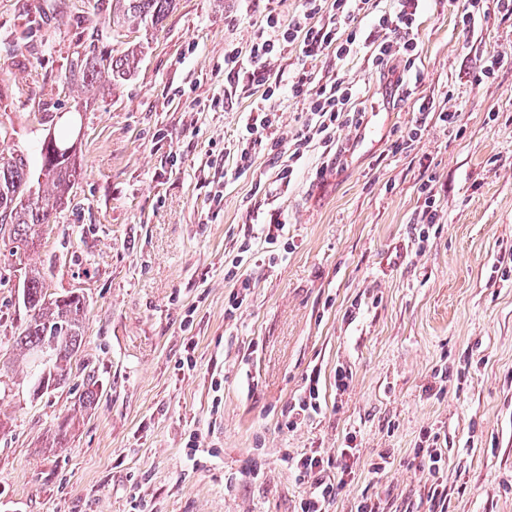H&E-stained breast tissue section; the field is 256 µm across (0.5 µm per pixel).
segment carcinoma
<instances>
[{
    "instance_id": "obj_1",
    "label": "carcinoma",
    "mask_w": 512,
    "mask_h": 512,
    "mask_svg": "<svg viewBox=\"0 0 512 512\" xmlns=\"http://www.w3.org/2000/svg\"><path fill=\"white\" fill-rule=\"evenodd\" d=\"M175 0H112L108 21L95 20L114 28L124 26L153 30L162 25ZM143 46L135 44L119 56L89 48L77 57L68 81L93 92L131 76L140 61ZM81 175L77 140L49 134L42 141L37 169L19 154L0 153V239L10 245L9 255L22 256L33 250L44 231L54 223L58 211L68 203L69 192ZM22 303L27 317L14 337L12 357L3 366L24 365L39 394L65 383L68 369L78 352L85 331V297L48 294L45 275L36 267H22ZM76 415L65 416L52 431L53 448H63Z\"/></svg>"
}]
</instances>
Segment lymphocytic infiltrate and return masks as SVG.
<instances>
[{
	"label": "lymphocytic infiltrate",
	"instance_id": "obj_1",
	"mask_svg": "<svg viewBox=\"0 0 512 512\" xmlns=\"http://www.w3.org/2000/svg\"><path fill=\"white\" fill-rule=\"evenodd\" d=\"M421 3L422 0H394L391 9L382 10L377 0H302L297 20L284 25L275 16H267L268 31L253 43L247 58H240L234 50L226 54L228 63L241 73L244 89L263 90L248 112L242 136L232 148L238 167L250 168L254 147L271 140L276 132L279 115L272 100L283 86L288 87L293 98L306 100L308 107L302 127L280 153V182H290L309 152L317 150L322 156H329L338 143L340 128H361L365 115L352 107L358 94L355 86L338 72L321 76L310 64L328 56L342 62L363 48L381 77L391 80L393 88L404 86L417 56L415 32ZM290 46L298 49L304 66L286 82L274 81L268 66ZM351 457L347 448L337 454L336 470L341 478L335 482L323 477L325 459L321 453L289 457L297 478L314 481L313 490L300 503V512H328L331 502L345 487L346 477L353 472Z\"/></svg>",
	"mask_w": 512,
	"mask_h": 512
}]
</instances>
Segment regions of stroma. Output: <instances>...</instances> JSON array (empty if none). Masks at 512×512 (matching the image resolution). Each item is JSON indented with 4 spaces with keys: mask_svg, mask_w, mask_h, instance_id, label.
<instances>
[{
    "mask_svg": "<svg viewBox=\"0 0 512 512\" xmlns=\"http://www.w3.org/2000/svg\"><path fill=\"white\" fill-rule=\"evenodd\" d=\"M463 3L425 0L411 99L386 94L363 55L344 61L376 135L359 145L342 128L339 169L316 177L315 152L279 186L271 143L244 172L224 152L253 103L224 58L248 51L268 14L296 19L301 0H176L148 32L94 31L108 0H0V152L35 156L81 115L85 173L25 261L87 305L64 385L37 396L21 368L0 374V512H296L312 483L288 457H335L349 435L354 479L329 512L365 498L438 512L435 482L447 512H512V18L468 33ZM93 41L145 49L129 80L87 97L65 77ZM492 52L508 63L473 84ZM422 96L460 111L461 130L432 119L395 149ZM428 179L439 217L423 227ZM275 217L285 228L254 240L250 288L226 316L246 227ZM5 251L0 357L23 316ZM315 367L321 409L286 429ZM90 387L67 447H48ZM430 434L433 474L416 458Z\"/></svg>",
    "mask_w": 512,
    "mask_h": 512,
    "instance_id": "obj_1",
    "label": "stroma"
}]
</instances>
